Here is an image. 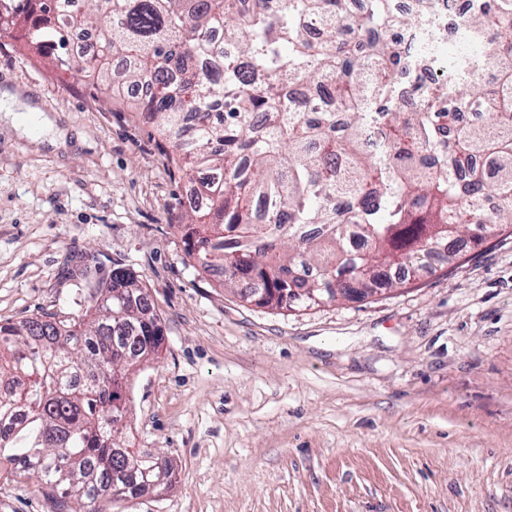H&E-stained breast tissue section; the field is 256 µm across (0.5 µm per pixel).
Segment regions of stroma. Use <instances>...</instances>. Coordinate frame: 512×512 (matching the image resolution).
I'll return each mask as SVG.
<instances>
[{
  "label": "stroma",
  "mask_w": 512,
  "mask_h": 512,
  "mask_svg": "<svg viewBox=\"0 0 512 512\" xmlns=\"http://www.w3.org/2000/svg\"><path fill=\"white\" fill-rule=\"evenodd\" d=\"M0 87L67 139L0 107V322L70 319L118 267L161 321L128 372L126 441L175 477L112 512H512V235L365 300L247 302L187 257V177L141 114L4 35ZM0 512L54 503L28 471L0 481Z\"/></svg>",
  "instance_id": "35a3bbf8"
}]
</instances>
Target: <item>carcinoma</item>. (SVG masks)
Returning <instances> with one entry per match:
<instances>
[{
    "label": "carcinoma",
    "instance_id": "obj_1",
    "mask_svg": "<svg viewBox=\"0 0 512 512\" xmlns=\"http://www.w3.org/2000/svg\"><path fill=\"white\" fill-rule=\"evenodd\" d=\"M0 0V32L51 47L56 67L112 98L142 84L168 159L198 178L181 207L187 256L248 301L307 308L394 268L430 265L450 235L512 229V0H475L463 53L425 80L403 37L434 13L392 0ZM99 30L95 54L72 45ZM418 97L408 107L404 90ZM480 157L491 182L473 166ZM78 320L0 325V480L35 471L86 512L171 483L162 456L125 446L126 369L158 353L160 320L125 268Z\"/></svg>",
    "mask_w": 512,
    "mask_h": 512
}]
</instances>
